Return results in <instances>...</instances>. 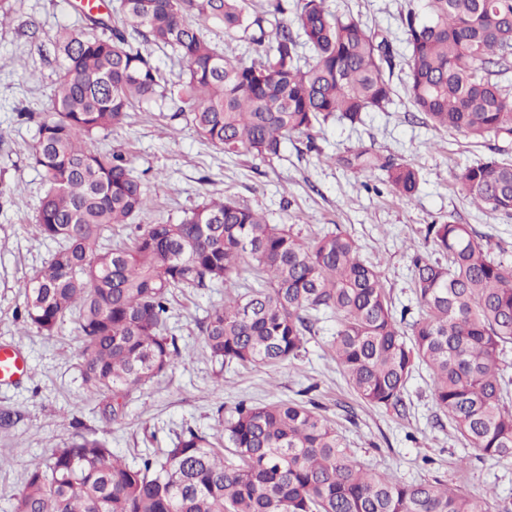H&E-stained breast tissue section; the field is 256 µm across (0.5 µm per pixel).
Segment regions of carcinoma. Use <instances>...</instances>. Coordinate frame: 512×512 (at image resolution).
Instances as JSON below:
<instances>
[{"mask_svg": "<svg viewBox=\"0 0 512 512\" xmlns=\"http://www.w3.org/2000/svg\"><path fill=\"white\" fill-rule=\"evenodd\" d=\"M122 26L108 36L63 30L65 65L52 112L38 123L30 165L47 186L36 233L56 244L25 284V322L47 336L77 315L84 382L126 398L182 358L170 334L175 288H225L224 304L201 322L212 361L275 367L297 359L320 320L335 322L329 347L365 403L407 415L403 394L424 369L437 408L468 445L512 459V405L501 367L512 346V268L491 255L469 224H429L432 253L411 257L422 314L406 337L381 273L353 238L327 232L305 241L231 197L211 198L177 224L136 225L130 244L104 233L148 206L126 153L87 140L122 124L127 110L156 98L180 102L196 134L226 156H279L293 134L340 119L352 126L383 111L393 88V50L362 21L326 0H120ZM209 20L239 34L248 55L221 52L202 35ZM411 106L437 130L475 142L512 136V0H424L402 18ZM185 61L172 84L140 44ZM311 56L302 61L299 48ZM356 169L386 172L389 191L410 202L420 171L382 162L367 149ZM475 206L512 216V159H488L458 176ZM249 266L251 280H241ZM224 458L192 428L135 465L105 439L78 434L28 471L14 512H490L488 503L440 480L406 483L361 463L314 400L217 410Z\"/></svg>", "mask_w": 512, "mask_h": 512, "instance_id": "obj_1", "label": "carcinoma"}]
</instances>
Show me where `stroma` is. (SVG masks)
Wrapping results in <instances>:
<instances>
[{
    "mask_svg": "<svg viewBox=\"0 0 512 512\" xmlns=\"http://www.w3.org/2000/svg\"><path fill=\"white\" fill-rule=\"evenodd\" d=\"M8 22L0 26V344L19 347L30 362V376L0 387V512H13L27 472L44 463L51 448L73 434L94 432L113 452L135 463L141 453L168 447L182 431L216 433L218 411H231L241 399L254 402L311 396L345 436L358 458L379 472L416 482L438 479L484 497L490 506L512 500V463H495L460 440L435 407L427 372L414 375L404 398L407 416L359 399L340 374L328 342L335 325L323 323L309 337L301 357L274 368L211 362L199 323L212 306L223 304V286L174 290L169 327L190 358L159 380L134 391L118 420L106 422L107 395L86 385L80 372L77 324L66 319L58 332L40 334L18 314L24 285L54 252L53 242L37 236L35 215L45 192L27 157L37 137L36 117L50 112L63 60L55 50L60 28L98 34L76 13L74 0H10ZM422 0H327L332 11L359 18L394 49L390 75L393 102L367 113L362 124L339 120L311 135L286 140L278 158L227 157L197 136L168 99L131 107L122 127L89 140L91 149L120 144L134 176L148 196L138 223L179 222L203 198L228 195L265 213L269 223L288 224L305 239L339 230L377 264L396 309L406 321L418 317L412 292L410 257L423 247L426 225H471L488 240L494 256L512 265V218L472 205L457 181L461 171L491 157L512 158V138L479 143L423 124L405 90L408 51L401 18ZM34 114L31 122L19 120ZM381 157L409 161L422 180L415 199L405 202L385 187V173L348 167L360 148Z\"/></svg>",
    "mask_w": 512,
    "mask_h": 512,
    "instance_id": "stroma-1",
    "label": "stroma"
}]
</instances>
